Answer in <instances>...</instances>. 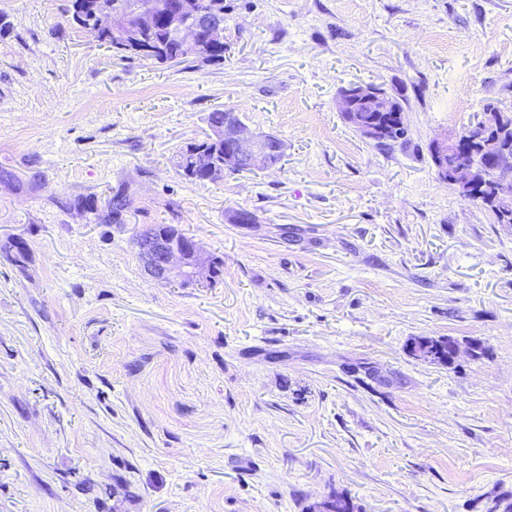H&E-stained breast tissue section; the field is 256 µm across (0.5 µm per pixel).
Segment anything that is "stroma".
<instances>
[{
  "label": "stroma",
  "mask_w": 512,
  "mask_h": 512,
  "mask_svg": "<svg viewBox=\"0 0 512 512\" xmlns=\"http://www.w3.org/2000/svg\"><path fill=\"white\" fill-rule=\"evenodd\" d=\"M67 0H0V512H487L512 496V230L429 144L512 109V0H224V60L119 59ZM406 110L346 124L342 87ZM286 145L195 183L215 109ZM123 193L119 224L70 209ZM252 224H234L236 211ZM171 224L222 264L152 280ZM476 338L452 366L416 337ZM368 86L373 88L375 91L382 93L383 95L392 99L394 104L398 108V110L402 113V115H400L399 120H398V122L401 124V127L397 128V129L391 128V130L388 133V137L379 139L374 144L378 147H386V146L391 145V143H395L401 139H404L408 133V128H407V125L405 122L404 108H403L402 104L400 103V101L398 99H396L395 97L391 96L390 94H388L387 91L382 87H378V86H374V85H368ZM322 506L325 510L319 511L317 510L319 504H311L308 506L307 512H358L354 510L355 506L352 502V497L344 490L331 492L325 499V502L322 503Z\"/></svg>",
  "instance_id": "1"
}]
</instances>
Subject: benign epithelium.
<instances>
[{"label":"benign epithelium","mask_w":512,"mask_h":512,"mask_svg":"<svg viewBox=\"0 0 512 512\" xmlns=\"http://www.w3.org/2000/svg\"><path fill=\"white\" fill-rule=\"evenodd\" d=\"M157 8L155 0H138L131 12L98 10L91 0L70 2L76 25L81 26L88 19L95 28L112 31V38L116 40H144L145 29ZM168 17L173 19L180 51H198L205 42L224 43V21L220 16L200 9L197 0H175L168 8ZM374 103L379 105L382 114L381 125L360 124L363 136L371 140L387 131L388 124V103L381 98L375 99ZM474 130L477 135L470 139L460 134L446 135L430 143L437 178L455 187L466 198L476 184L483 182L500 180L512 189V145L500 140L490 114H481ZM215 139L224 141V154L218 157L204 149L194 150L190 153L193 169L213 172H232L243 166L270 169L278 166L277 157L285 155V146L275 135L255 133L238 121L224 120V127L216 132ZM137 250L148 275L163 283L200 282L211 264L210 256L197 240L188 242V248L184 249L163 236L150 235L139 240Z\"/></svg>","instance_id":"7a95c632"}]
</instances>
